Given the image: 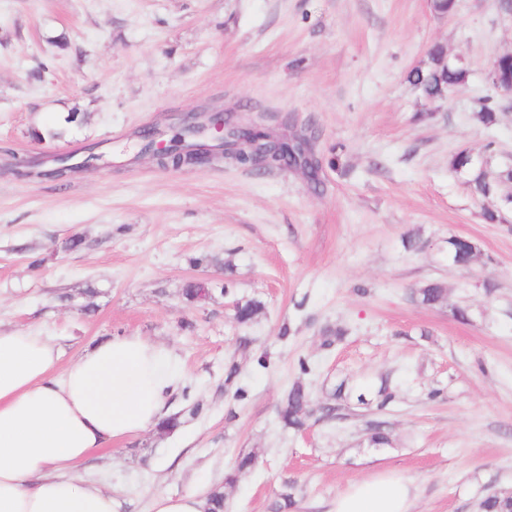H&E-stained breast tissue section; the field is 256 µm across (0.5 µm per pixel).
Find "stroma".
<instances>
[{"label": "stroma", "mask_w": 512, "mask_h": 512, "mask_svg": "<svg viewBox=\"0 0 512 512\" xmlns=\"http://www.w3.org/2000/svg\"><path fill=\"white\" fill-rule=\"evenodd\" d=\"M435 43L469 75L431 103L408 76ZM506 53L512 0H455L446 16L430 0H0V329L47 330L65 364L141 336L182 369L166 403L176 431L127 437L79 467L121 512L223 483L248 452L259 464L226 489V512H277L288 485L292 512H329L384 472L409 477L413 512H475L488 489L512 491V209L487 223L496 198L451 166L462 149L512 166V95L487 78ZM218 110L311 136L318 182L141 154L138 129L170 136L179 116ZM70 112L78 122L63 125ZM60 125L62 137L32 135ZM91 150L96 161L63 180L8 169ZM452 235L476 244L469 267L449 261ZM431 280L448 290L435 308L412 298ZM191 283L209 297L188 302ZM250 299L264 308L239 324L234 306ZM336 325L346 336L324 348ZM231 361L242 401L224 384ZM384 375L396 389L386 409L345 402L342 420L322 417L341 380ZM299 380L313 411L295 432L277 407ZM376 418L382 448L366 443Z\"/></svg>", "instance_id": "stroma-1"}]
</instances>
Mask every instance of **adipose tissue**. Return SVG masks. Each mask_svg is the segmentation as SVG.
Listing matches in <instances>:
<instances>
[{
    "label": "adipose tissue",
    "instance_id": "ef3b65f1",
    "mask_svg": "<svg viewBox=\"0 0 512 512\" xmlns=\"http://www.w3.org/2000/svg\"><path fill=\"white\" fill-rule=\"evenodd\" d=\"M179 380L166 346L115 336L69 363L52 337L0 330V512H120L79 463L113 440L157 427ZM409 478L353 485L330 512H412Z\"/></svg>",
    "mask_w": 512,
    "mask_h": 512
}]
</instances>
